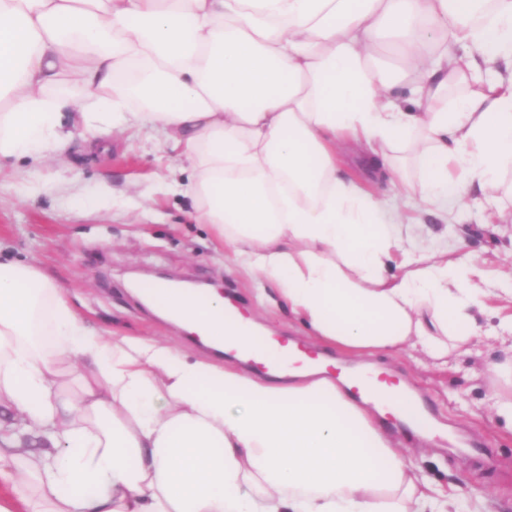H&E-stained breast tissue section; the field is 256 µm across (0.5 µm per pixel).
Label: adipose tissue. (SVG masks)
Here are the masks:
<instances>
[{"label":"adipose tissue","instance_id":"adipose-tissue-1","mask_svg":"<svg viewBox=\"0 0 512 512\" xmlns=\"http://www.w3.org/2000/svg\"><path fill=\"white\" fill-rule=\"evenodd\" d=\"M0 0V162L62 161L63 120L158 129L195 219L277 289L313 344L355 358L468 347L480 263L408 231L512 168V0ZM403 81L375 64L381 39ZM76 85L94 108L60 97ZM424 165L410 193L396 149ZM412 212L338 177L345 145ZM152 306L210 343L225 301ZM278 385L157 339L100 335L36 262L0 257V512H491L461 506L332 380ZM38 450L24 449L27 436Z\"/></svg>","mask_w":512,"mask_h":512}]
</instances>
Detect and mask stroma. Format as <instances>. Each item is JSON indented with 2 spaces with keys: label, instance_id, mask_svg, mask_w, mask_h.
I'll return each mask as SVG.
<instances>
[{
  "label": "stroma",
  "instance_id": "stroma-1",
  "mask_svg": "<svg viewBox=\"0 0 512 512\" xmlns=\"http://www.w3.org/2000/svg\"><path fill=\"white\" fill-rule=\"evenodd\" d=\"M72 132L66 169L46 163L30 185L15 176L16 170L29 169L28 159L0 168V254L36 261L77 314L105 335L161 338L190 355L211 357L210 348L132 296V276L148 283L166 273L202 281L208 291L236 303L240 314L258 315L277 339H301V327L277 290L230 270L223 244L193 220V199L162 183L161 174L180 163L155 131L95 136L77 125ZM64 178L92 199L108 185L106 201L95 211L75 208L59 187ZM481 198L471 194L468 208L455 211L445 224L427 221L422 234L433 247L456 244L492 260L502 278L512 274V223H486L479 213ZM505 358L499 341L484 340L444 366L405 354L376 366L425 397L440 425L422 439L385 418L394 438L425 457L430 475L454 482L458 494L478 484L499 512H512V433L491 409L500 388L493 368Z\"/></svg>",
  "mask_w": 512,
  "mask_h": 512
}]
</instances>
